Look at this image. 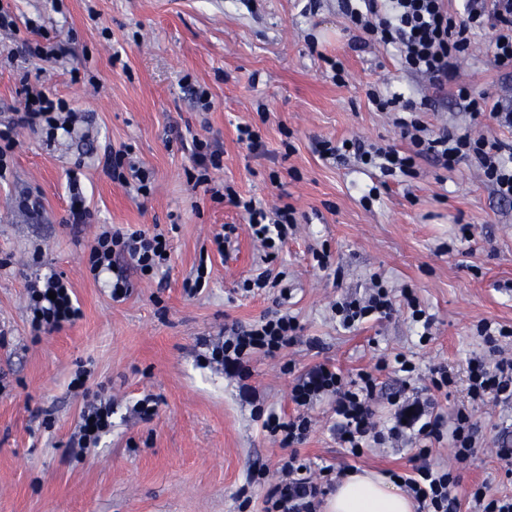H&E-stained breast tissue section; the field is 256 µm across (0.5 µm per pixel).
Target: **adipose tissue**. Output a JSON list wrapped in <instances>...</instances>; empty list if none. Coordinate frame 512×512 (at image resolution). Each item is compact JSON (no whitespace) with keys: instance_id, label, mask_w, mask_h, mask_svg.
<instances>
[{"instance_id":"obj_1","label":"adipose tissue","mask_w":512,"mask_h":512,"mask_svg":"<svg viewBox=\"0 0 512 512\" xmlns=\"http://www.w3.org/2000/svg\"><path fill=\"white\" fill-rule=\"evenodd\" d=\"M414 508L413 499L386 477L353 471L337 480L324 512H414Z\"/></svg>"}]
</instances>
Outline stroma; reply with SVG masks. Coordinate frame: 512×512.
<instances>
[{"label":"stroma","instance_id":"1","mask_svg":"<svg viewBox=\"0 0 512 512\" xmlns=\"http://www.w3.org/2000/svg\"><path fill=\"white\" fill-rule=\"evenodd\" d=\"M0 9L19 28L0 32V123L19 108L26 78L40 79L85 117L80 134L52 143L44 132L20 131L0 175V257L11 259L0 268V512H261L267 487L278 482L288 452L262 431L255 409L293 415L292 375L282 361L259 355L247 379L228 378L204 345L227 324L258 319L277 292H243L262 251L237 209L191 190L192 137L223 151L217 179L307 217L271 265L285 273L289 309L302 326L285 358L296 371L325 362L353 374L381 354L402 353L420 369L443 363L461 374L470 354L486 351L481 321L512 327V206L497 201L470 163L449 171L423 160L417 176L387 177L315 152L319 138L404 148L389 114L368 101L370 90L388 84L417 101L434 99L419 112L432 130L466 120L455 99L405 73L394 49L367 43L336 0H0ZM493 36L491 28L477 30L475 51L459 62L477 96L512 85L486 53ZM44 40L63 54L49 62L31 57L26 43ZM198 86L211 95L210 111L199 109ZM244 122L259 130L265 157L238 142ZM127 146L150 173L148 195L105 170L108 154ZM73 171L91 213L79 232L67 222ZM274 171L279 181H271ZM372 185L381 195L367 206L360 197ZM25 198L34 211L20 208ZM102 224L168 232L164 278H133L129 298L112 302L84 260ZM226 224L239 227L233 249L212 254L207 288L187 296L183 284L201 247ZM315 249L329 252L330 269L313 261ZM51 272L69 281L81 315L37 334L26 286ZM375 274L414 289L434 316L429 342H420L403 312L350 330L332 320L330 302L364 292ZM81 370L88 378L79 394L70 382ZM97 395L112 398V428L97 447L75 448L84 399ZM147 395L158 404L146 421L132 408ZM310 415L300 453L312 465L342 475L412 470L408 447L346 455L328 402ZM475 416L481 447L461 485L512 495V466L496 453L512 408L490 405ZM258 467L265 483L243 505L238 492Z\"/></svg>","mask_w":512,"mask_h":512}]
</instances>
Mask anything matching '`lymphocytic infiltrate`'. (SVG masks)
<instances>
[{
  "mask_svg": "<svg viewBox=\"0 0 512 512\" xmlns=\"http://www.w3.org/2000/svg\"><path fill=\"white\" fill-rule=\"evenodd\" d=\"M339 8L349 22L383 47L394 48L403 70L427 81L437 92H449L459 99L471 118L469 126L452 131L433 132L416 114V104L403 94L383 96L369 92L368 99L378 111L393 115V124L406 149L380 145L361 137L350 141L320 140L316 150L334 162H354L380 170L383 175L417 173L419 160L429 159L442 168H455L471 161L502 203H512V144L487 136L482 120H492L501 128L512 129V99L472 96L467 84L460 82L459 61L473 48L475 30L489 26L495 38L487 52L496 68L512 70V0H464L454 8L453 0H339ZM20 112L0 128V173L6 172L21 128H41L47 139L58 133H73L80 120L77 112L60 99H51L41 87L22 86ZM195 186L205 187L212 198L227 199L247 221V230L257 241L264 261H273L298 229L293 206L267 208L253 198L239 195L232 187L213 185L211 173L221 167V152L210 142L194 139ZM168 241L143 230L106 228L88 246L87 265L93 277L110 274L112 291L128 294L129 269L141 276H155L169 263ZM27 308L34 329L51 331L79 318L81 311L68 282L57 274L36 277L27 285ZM407 310L413 324L429 338L433 317L423 308L410 287L393 291L380 276L360 296H345L331 306L339 325L351 329L370 320L390 316L396 307ZM488 347V357L475 356L467 361V398L457 404L451 422L432 411L431 399L407 395L406 384L418 374L416 364L405 355L380 357L374 368L347 377L336 367L319 363L298 374L290 389V400L297 413L285 418L269 412L262 417V428L287 448L289 454L280 466V481L269 488L261 512H317L332 483L331 467H312L301 458L298 447L312 426L310 410L323 400H331L336 417L334 432L340 447L352 457H360L367 448L407 439L416 450L413 474L403 476L401 486L414 500L419 512H458L459 498L454 490L461 482L460 471L475 456L479 443V425L473 406L493 403L512 405V356H505L501 343L512 338V330L491 321L478 328ZM300 324L297 318L281 310L267 311L253 324H234L224 329L221 340L209 350L210 362L223 367L225 374L243 376L255 355L276 359L297 343ZM389 371L399 376L402 386L381 394L378 375ZM386 400L391 416L388 422L376 419V405ZM112 428V402L102 398L87 405L76 435L82 448L96 447L102 435ZM449 437L453 462L446 466L431 464L432 445Z\"/></svg>",
  "mask_w": 512,
  "mask_h": 512,
  "instance_id": "1",
  "label": "lymphocytic infiltrate"
}]
</instances>
